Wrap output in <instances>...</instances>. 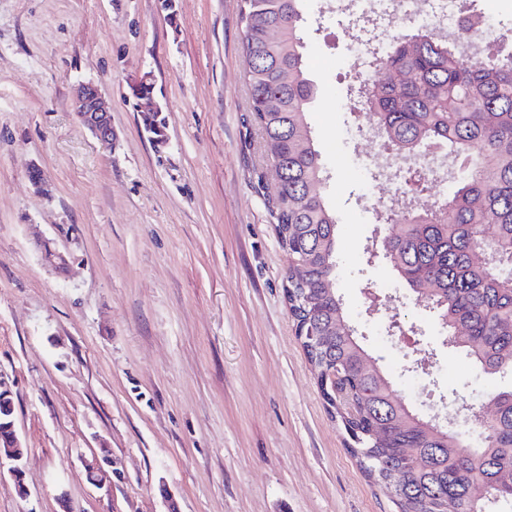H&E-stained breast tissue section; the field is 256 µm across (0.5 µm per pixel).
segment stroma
Returning a JSON list of instances; mask_svg holds the SVG:
<instances>
[{
	"instance_id": "obj_1",
	"label": "stroma",
	"mask_w": 512,
	"mask_h": 512,
	"mask_svg": "<svg viewBox=\"0 0 512 512\" xmlns=\"http://www.w3.org/2000/svg\"><path fill=\"white\" fill-rule=\"evenodd\" d=\"M324 5L305 0L301 36L339 218L336 286L406 403L447 425L512 378L443 345L380 256L386 226L354 166L379 139L354 113L344 53L383 25ZM241 38L240 0H0V370L30 492L0 478V512H398L295 337ZM148 72L160 147L136 95ZM88 81L112 114L108 150L71 107ZM32 162L49 194L29 182ZM45 240L66 270L45 265ZM448 390L457 399L441 404ZM104 446L120 477L100 490L84 462Z\"/></svg>"
}]
</instances>
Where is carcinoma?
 Instances as JSON below:
<instances>
[{"label":"carcinoma","mask_w":512,"mask_h":512,"mask_svg":"<svg viewBox=\"0 0 512 512\" xmlns=\"http://www.w3.org/2000/svg\"><path fill=\"white\" fill-rule=\"evenodd\" d=\"M303 0H241L242 51L249 67V122L277 147L282 172L277 200L267 202L280 227L290 263L288 279L309 294L305 310L292 307L299 327L317 337L310 357L330 370H349L356 404L347 425L359 431L350 449L369 478L390 484L399 512H512V385L494 392L496 413H470L473 429L443 428L410 409L387 373L362 369L368 351L346 321L337 292L336 211L323 192L324 168L308 121L316 99L299 35ZM413 42L388 33L375 46L373 72L362 80L369 125L381 148L402 160L386 178L418 199L431 172L411 164L428 148L452 155L449 190L431 208L387 209L382 247L415 299L439 313L448 347L485 374L512 372V267L491 273L486 255L512 244V56L489 49L469 59L460 46L477 38L467 27L448 41L427 22H415ZM495 225L484 242L477 229ZM466 334L457 336V329Z\"/></svg>","instance_id":"1"}]
</instances>
